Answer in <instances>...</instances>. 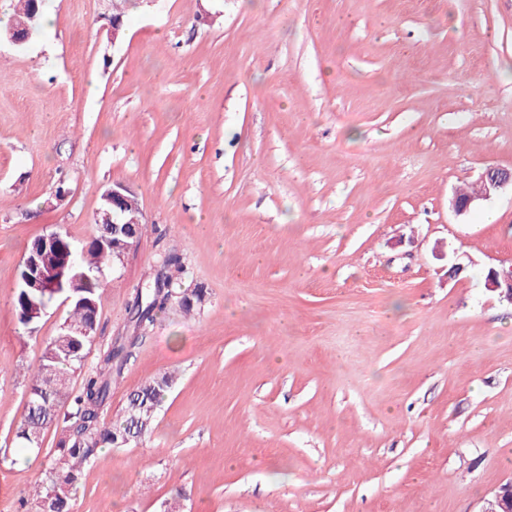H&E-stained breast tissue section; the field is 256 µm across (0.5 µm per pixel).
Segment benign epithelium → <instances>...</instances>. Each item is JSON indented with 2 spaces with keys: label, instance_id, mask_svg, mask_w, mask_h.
I'll list each match as a JSON object with an SVG mask.
<instances>
[{
  "label": "benign epithelium",
  "instance_id": "obj_1",
  "mask_svg": "<svg viewBox=\"0 0 512 512\" xmlns=\"http://www.w3.org/2000/svg\"><path fill=\"white\" fill-rule=\"evenodd\" d=\"M30 26L24 21L13 22L5 34H0V40L21 46L30 37ZM482 192L470 198L458 196L451 200V208L457 215L468 212L477 200H488L507 186H512V169L490 166L481 175ZM107 208L96 213L97 224L112 226V264L123 265L127 253L139 240V226L142 224V213L138 207L134 192L126 185L114 183L103 194ZM57 232L52 231L36 239L28 248L30 254L26 262V284L30 288H52L56 292L63 291L65 267L60 266L54 259ZM487 286L491 291H501V294L512 302V268L502 273L494 270L487 278ZM481 512H512V484L497 491L486 501Z\"/></svg>",
  "mask_w": 512,
  "mask_h": 512
}]
</instances>
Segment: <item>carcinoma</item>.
I'll list each match as a JSON object with an SVG mask.
<instances>
[{
    "label": "carcinoma",
    "instance_id": "cac0c4a2",
    "mask_svg": "<svg viewBox=\"0 0 512 512\" xmlns=\"http://www.w3.org/2000/svg\"><path fill=\"white\" fill-rule=\"evenodd\" d=\"M15 21L31 22L32 34L41 27L43 5L34 0H19ZM84 256L69 276L79 277L78 289L72 293L67 316L56 336L48 341L34 368L27 390L26 414L15 437L24 447L30 446V437L44 434L53 423L63 424L67 439L59 443L45 475L33 487L32 498L23 503V512H41L46 500L54 503L53 512H70L71 490L82 469L98 459L104 448L137 444L153 429L157 410L165 393L172 387L175 375L165 373L128 396L116 422L101 421L112 378L120 376L132 349L143 339L159 313L168 305L178 304L184 313H191L204 296L200 288H172L176 276L184 274L181 267L175 273L157 274L154 285L136 290L130 308V322L134 336H119L108 346L98 364L84 375L81 387L69 390L70 375L81 368L87 346L97 333L100 276L104 268L112 266V245L97 234L83 247ZM57 296L30 288H17L15 309L18 321L32 331ZM67 404V412L58 413L60 403Z\"/></svg>",
    "mask_w": 512,
    "mask_h": 512
}]
</instances>
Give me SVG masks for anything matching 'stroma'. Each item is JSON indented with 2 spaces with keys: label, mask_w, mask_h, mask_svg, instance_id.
Wrapping results in <instances>:
<instances>
[{
  "label": "stroma",
  "mask_w": 512,
  "mask_h": 512,
  "mask_svg": "<svg viewBox=\"0 0 512 512\" xmlns=\"http://www.w3.org/2000/svg\"><path fill=\"white\" fill-rule=\"evenodd\" d=\"M47 3L0 43V512L65 437L14 442L68 312L28 332L19 266L56 228L90 239L116 182L145 230L103 274L85 367L165 257L205 300L136 347L104 420L175 383L72 512H481L512 481V303L486 285L512 192L448 199L512 168V0H127L117 31L111 0ZM481 183L482 192L480 195L470 197L469 195L475 194L476 192L471 194L460 193L459 196L470 198H460L456 195L451 200V208L456 215H462L468 212L473 203L477 200H488L509 185L512 188V169L490 166L482 173Z\"/></svg>",
  "instance_id": "obj_1"
}]
</instances>
